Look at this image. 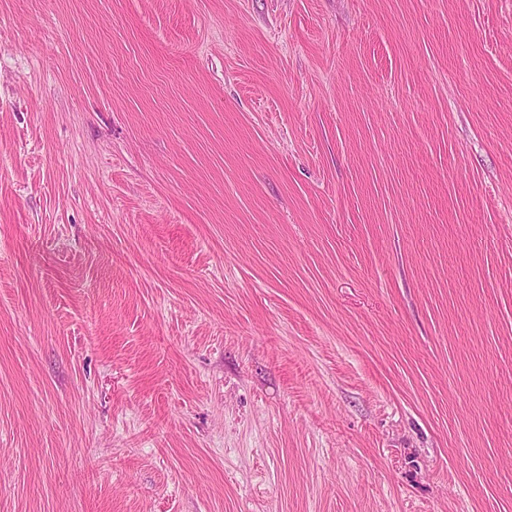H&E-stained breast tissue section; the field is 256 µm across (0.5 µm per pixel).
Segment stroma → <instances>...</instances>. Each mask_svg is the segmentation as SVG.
<instances>
[{
	"instance_id": "35a3bbf8",
	"label": "stroma",
	"mask_w": 512,
	"mask_h": 512,
	"mask_svg": "<svg viewBox=\"0 0 512 512\" xmlns=\"http://www.w3.org/2000/svg\"><path fill=\"white\" fill-rule=\"evenodd\" d=\"M0 512H512V0H0Z\"/></svg>"
}]
</instances>
